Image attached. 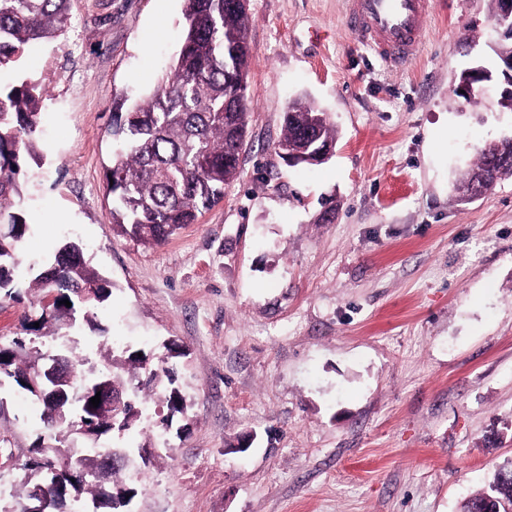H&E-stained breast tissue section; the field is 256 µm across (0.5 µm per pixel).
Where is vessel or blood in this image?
I'll use <instances>...</instances> for the list:
<instances>
[{
    "mask_svg": "<svg viewBox=\"0 0 512 512\" xmlns=\"http://www.w3.org/2000/svg\"><path fill=\"white\" fill-rule=\"evenodd\" d=\"M431 0H348L346 24L383 60L413 58L426 32Z\"/></svg>",
    "mask_w": 512,
    "mask_h": 512,
    "instance_id": "1",
    "label": "vessel or blood"
}]
</instances>
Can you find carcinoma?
<instances>
[{
	"mask_svg": "<svg viewBox=\"0 0 512 512\" xmlns=\"http://www.w3.org/2000/svg\"><path fill=\"white\" fill-rule=\"evenodd\" d=\"M71 0H0V67L15 63L31 46L63 35L70 26ZM184 25L180 51L169 72L159 77L145 98L129 105L115 119V134L122 135L111 149L105 178L112 195V223L147 245H161L187 224L197 223L202 212L224 196V186L239 175L238 151L247 127L246 79L250 67L249 29L251 16L238 0H183ZM45 90L24 81L0 86V294L12 296L14 275L22 263L19 246L29 229L20 206L21 165L37 159L36 142ZM336 141V130L326 113L297 99L289 105L279 144L298 157L312 153L313 142ZM512 156V139L480 148L474 165L456 183V191H483L505 176H512V162L493 167L482 179L490 158ZM40 291L32 302V317L24 315V328L43 329L45 337L76 322L74 307L62 304L79 300L92 307L110 295L111 283L92 269L82 248L68 242L55 254L50 270L31 279ZM39 327H34V323ZM68 369L50 377L45 373L49 356L34 340L16 338L0 343V378L9 380L38 400L40 420L47 436L32 444L40 460L21 468L19 487L31 490L47 483L46 466L57 473L52 499L44 512H59L57 504L71 503L74 512H84L86 495L97 500L89 479L100 480L103 454H80L69 446V438L82 431L96 439L117 425L134 426L139 409L161 394L169 409L182 413L185 398L175 385L170 366L150 367L146 358L131 352L112 356L110 368L92 376L78 371L83 360L71 351L57 348ZM109 394L115 405L89 404L96 393ZM59 405L68 420L57 426L48 422L49 411ZM86 474L71 481L68 471ZM512 500V462L497 467L492 480L468 497L461 509L480 512L487 497Z\"/></svg>",
	"mask_w": 512,
	"mask_h": 512,
	"instance_id": "1",
	"label": "carcinoma"
}]
</instances>
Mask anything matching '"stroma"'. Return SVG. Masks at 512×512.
I'll return each mask as SVG.
<instances>
[{"label":"stroma","mask_w":512,"mask_h":512,"mask_svg":"<svg viewBox=\"0 0 512 512\" xmlns=\"http://www.w3.org/2000/svg\"><path fill=\"white\" fill-rule=\"evenodd\" d=\"M182 9L73 0L64 36L0 69L1 84L48 90L0 339L24 333L28 268L71 240L112 283L78 307L76 355L107 346L176 369L187 413L156 400L136 429L95 442L146 449L134 465L150 483L125 512H460L512 460V177L466 202L454 190L478 148L512 137L497 91L457 92L461 70L493 64L491 0H433L399 68L348 29L347 0H249L240 174L152 248L113 229L105 167L115 114L179 51ZM299 97L336 128L332 156L309 168L273 148ZM0 403L9 481L43 425L13 384Z\"/></svg>","instance_id":"35a3bbf8"}]
</instances>
